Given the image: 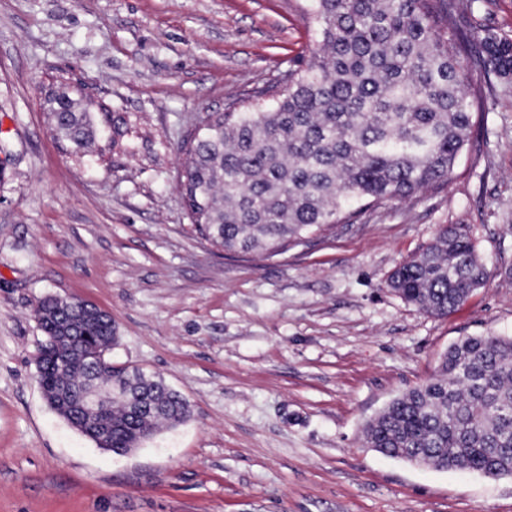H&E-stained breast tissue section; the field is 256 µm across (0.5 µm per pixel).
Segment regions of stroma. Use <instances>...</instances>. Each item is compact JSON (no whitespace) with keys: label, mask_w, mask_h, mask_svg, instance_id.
I'll use <instances>...</instances> for the list:
<instances>
[{"label":"stroma","mask_w":512,"mask_h":512,"mask_svg":"<svg viewBox=\"0 0 512 512\" xmlns=\"http://www.w3.org/2000/svg\"><path fill=\"white\" fill-rule=\"evenodd\" d=\"M310 0H0V512H512V477L363 444L365 423L462 336H512V91L473 117L448 186L278 254L213 247L179 188V144L308 55ZM70 77L124 119L70 158L44 99ZM445 224L491 270L436 316L387 286ZM108 311L117 366L159 374L182 424L126 455L43 399L33 308Z\"/></svg>","instance_id":"stroma-1"}]
</instances>
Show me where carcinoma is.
I'll use <instances>...</instances> for the list:
<instances>
[{
	"instance_id": "1",
	"label": "carcinoma",
	"mask_w": 512,
	"mask_h": 512,
	"mask_svg": "<svg viewBox=\"0 0 512 512\" xmlns=\"http://www.w3.org/2000/svg\"><path fill=\"white\" fill-rule=\"evenodd\" d=\"M480 0H312L320 39L278 90L238 112H213L198 136L179 146L182 193L195 231L229 251L279 254L313 229L351 218L349 206L408 198L451 180L466 146L474 106L512 82V37L481 26L457 27ZM56 135L83 156L89 144L115 142L122 118L83 102L75 88L46 100ZM488 277L463 226H442L417 257L398 266L389 288L404 302L445 316ZM45 336H76L104 350L108 321L42 319ZM50 344L38 359L47 403L92 441L99 416L56 404L62 387L78 400L93 381L114 384L75 356L57 369ZM128 386L159 403L133 418L115 397L110 452L120 455L133 430L177 425L182 396L159 376L125 372ZM367 447L393 458L429 460L438 470L469 469L512 477V336H464L435 374L394 398L365 427Z\"/></svg>"
}]
</instances>
